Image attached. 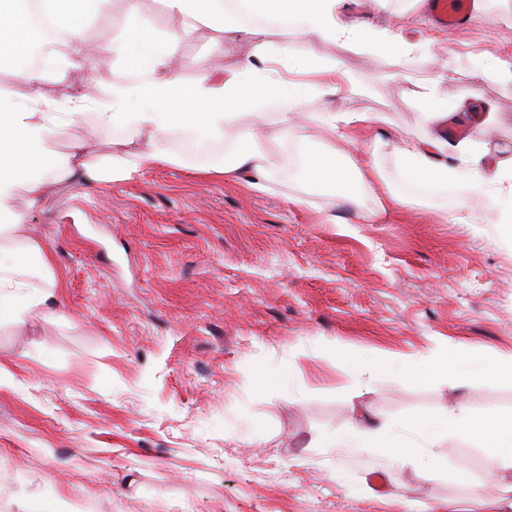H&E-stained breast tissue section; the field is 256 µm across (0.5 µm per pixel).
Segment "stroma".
<instances>
[{"mask_svg":"<svg viewBox=\"0 0 512 512\" xmlns=\"http://www.w3.org/2000/svg\"><path fill=\"white\" fill-rule=\"evenodd\" d=\"M406 35L422 45L409 67L372 66L365 54L322 41L282 38V53L340 59L354 93L337 107L388 113L391 128L359 126L357 149L416 127L404 102L405 75L443 69L449 100L471 86L472 54L512 47V12L487 0L465 30L433 28L423 7ZM232 66L248 42L203 27L185 42L182 78L194 82L218 59ZM121 78L99 65L75 80L45 76V100L103 97ZM473 109L491 103L497 128L483 136L489 160L512 155V83L485 81ZM110 132L65 126L50 142L97 153ZM336 221L244 183L157 167L90 190L59 185L26 211L55 258L60 319L0 326V512H404L395 493L445 512L449 500L497 498L511 475L483 474V456L453 459L469 483L420 476L360 448H313L356 409L407 417L463 400L480 411L512 410V386L486 382L409 389L383 382L346 390L339 341L413 353L432 341L474 352H512V244L482 199L467 197L475 224H437L418 207L387 205L363 222L329 197ZM295 359L300 400L262 392L259 365ZM270 434L267 444L255 431ZM384 482L375 496L362 482Z\"/></svg>","mask_w":512,"mask_h":512,"instance_id":"stroma-1","label":"stroma"}]
</instances>
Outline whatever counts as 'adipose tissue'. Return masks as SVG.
I'll return each mask as SVG.
<instances>
[{"label":"adipose tissue","instance_id":"obj_1","mask_svg":"<svg viewBox=\"0 0 512 512\" xmlns=\"http://www.w3.org/2000/svg\"><path fill=\"white\" fill-rule=\"evenodd\" d=\"M141 0H126V23L119 36L102 35L98 49L113 54L124 73L102 100L72 96L61 102L39 97L19 100L0 93V324L38 322L51 315L49 302L61 286L54 258L27 236L25 217L16 207L24 199L36 208L62 183L95 188L131 173L159 166L245 181L254 190L275 193L281 182L325 189L354 202L373 195L383 180L382 158L394 163L396 182L390 199L398 205L434 208L440 223L471 224L465 202L441 211L449 187L463 185L484 199L499 223H512V156L487 161L479 141L436 137L433 127L449 116L468 118L478 91L448 101L441 90L444 74L414 78L406 101L420 117L406 136L382 141L356 155L349 129L364 123L389 125L384 112L336 109L333 99L352 90V73L338 60L282 54L275 39L301 35L312 41L339 42L397 66L413 61L420 46L402 26L377 27L341 15L340 0H155L159 10L178 18V29L157 37L141 24ZM112 0H0V64L24 67L32 88L46 68L87 70L93 58L73 51L95 15ZM207 25L248 41L251 54L217 77L207 73L185 83L179 55L183 41ZM318 110L305 111L308 102ZM109 130L118 152L90 156L82 144L57 157L46 144L65 124L84 119ZM307 121L336 134L333 143L316 146L289 137ZM184 146L171 148L175 133ZM347 365L352 390L374 388L389 379L408 388L441 387L489 380L512 384V352L491 356L453 342H436L409 354L336 346ZM259 389L291 398L305 390L295 363L261 367ZM470 443L483 451L486 475L512 471V411L474 412L467 403H449L433 414L413 418L367 415L344 428L319 433L314 448L341 445L387 452L398 464L421 474L461 478L450 465L453 448Z\"/></svg>","mask_w":512,"mask_h":512}]
</instances>
